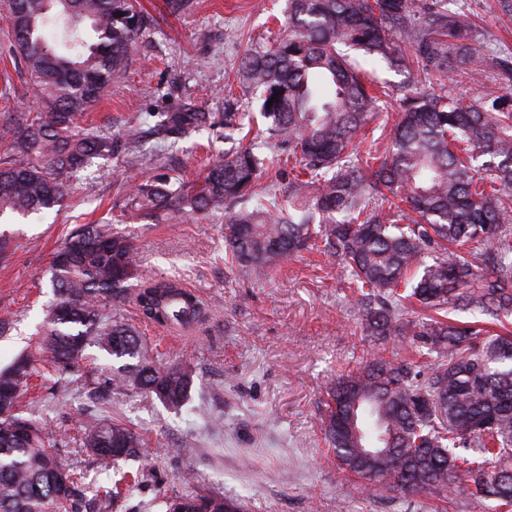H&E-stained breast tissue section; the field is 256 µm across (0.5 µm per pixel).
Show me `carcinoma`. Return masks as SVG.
I'll use <instances>...</instances> for the list:
<instances>
[{
    "instance_id": "1",
    "label": "carcinoma",
    "mask_w": 512,
    "mask_h": 512,
    "mask_svg": "<svg viewBox=\"0 0 512 512\" xmlns=\"http://www.w3.org/2000/svg\"><path fill=\"white\" fill-rule=\"evenodd\" d=\"M288 35L243 59L242 85L261 91L260 116L224 113V151L199 186L149 180L131 201L154 214H228L225 260L255 278L300 253L322 250L349 284L352 315L373 352L325 389L322 433L336 468L361 493L451 501L463 492L484 512H512V104L397 87L399 120L386 147L365 159L352 144L379 127L385 86L368 81L348 51L395 72L414 54L426 77L477 62L472 22L447 0L419 15L410 0H287ZM11 52L42 105L0 128V218L60 207L74 172L112 155L114 140L75 118L127 65L141 28L134 0H0ZM61 34L49 41L43 30ZM272 106H267V102ZM209 112H162L150 134L178 141ZM272 148L298 164L281 185L267 177ZM54 299L38 341L0 370V512H102L140 492L138 477L80 494L58 456L61 442L19 398L35 363L53 385L104 406L134 388L178 411L191 366L161 364L126 323L106 311L133 299L160 328L192 330L206 311L177 279L145 277L132 238L84 224L54 253ZM96 347L129 359L88 384L75 364ZM82 447L96 463L143 455V435L91 415ZM238 498L190 491L153 499L143 512H244Z\"/></svg>"
}]
</instances>
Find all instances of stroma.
<instances>
[{
    "mask_svg": "<svg viewBox=\"0 0 512 512\" xmlns=\"http://www.w3.org/2000/svg\"><path fill=\"white\" fill-rule=\"evenodd\" d=\"M138 4L145 24L128 65L80 118L81 127L118 137L131 125L153 126L160 112H258L255 91L225 86L245 54L283 37L285 0H190L175 15L166 0ZM448 8L473 21L480 60L450 73L447 93L505 95L512 89V77L503 75L512 63V13L501 0H450ZM4 70L13 91L0 96V125L37 105L27 76L0 54ZM225 147L220 126L200 128L173 146L146 137L139 151L120 150L78 173L60 209L6 225L14 254L0 263V313L14 314L17 324L10 338L0 339V368L36 336L52 298L48 269L58 245L83 224L121 225L138 248L143 272L180 279L201 297L208 318L184 339L170 340L133 304L123 307L164 362H184L196 372L191 397L178 412L136 389L113 392L109 416L131 422L149 441L142 459L101 470L79 445L77 428L86 415L75 394L36 389L34 408L62 435L59 456L82 473L87 493L143 475L146 486L129 502L135 510L154 494L183 493L179 474L191 471L196 489L242 497L248 512H414L390 491L362 495L327 457L319 426L322 388L355 368L369 349L335 268L306 253L258 280L225 263L222 215L131 214L132 186L177 171L200 183Z\"/></svg>",
    "mask_w": 512,
    "mask_h": 512,
    "instance_id": "1",
    "label": "stroma"
}]
</instances>
